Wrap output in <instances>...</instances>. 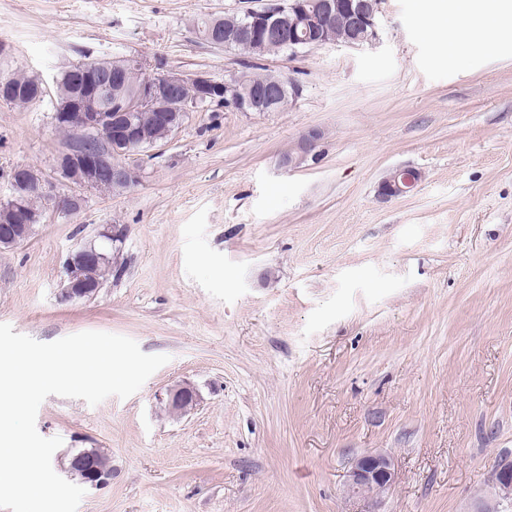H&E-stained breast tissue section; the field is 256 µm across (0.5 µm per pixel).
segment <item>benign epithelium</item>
Returning <instances> with one entry per match:
<instances>
[{"label": "benign epithelium", "instance_id": "benign-epithelium-1", "mask_svg": "<svg viewBox=\"0 0 512 512\" xmlns=\"http://www.w3.org/2000/svg\"><path fill=\"white\" fill-rule=\"evenodd\" d=\"M385 0H268L259 9H247L239 21L224 28L213 27L204 39L215 46L230 49L248 45L256 56L265 54V43L278 41L292 53L327 43L325 32L339 26L344 44L356 47L379 39V16ZM133 66L143 67L141 58L125 57L112 64L99 61L73 72V83L80 87L75 97L56 102L55 124L66 126L72 139L66 151L56 159L57 178L73 187L67 195H57L49 178L28 166L13 169L8 200L0 202V247L9 248L27 241L47 207L64 216L77 214L84 203L82 192L112 183L119 190L130 188L138 181L135 169L117 161L156 144L154 131L136 121L141 112L152 113L155 122L172 135L184 124L188 115L206 103L222 104L237 112H277L291 105L300 95L294 82L279 78L242 86L236 80L216 81L204 72L191 75L168 71L156 79H146L133 92L112 100L105 106L111 85L119 81L122 72ZM188 86L191 96L180 90ZM320 133L312 131L302 136L295 148L282 156L281 164L290 167L297 157L314 150ZM421 174L412 169H397L383 179L379 196L393 197L410 191L420 181ZM117 234L112 225H105L98 238L80 245L70 253L65 265V277L60 299L69 302L92 297L97 292V280L86 278L90 267L109 269L112 246ZM169 412L181 415L200 403V394L184 383L167 390ZM101 448H81L69 455L68 470L81 481L98 487L112 478V467L100 459ZM496 484L501 499L512 507V463L495 466ZM396 480L392 458L383 453H366L354 459L346 475V491L351 495L377 500L389 492Z\"/></svg>", "mask_w": 512, "mask_h": 512}]
</instances>
